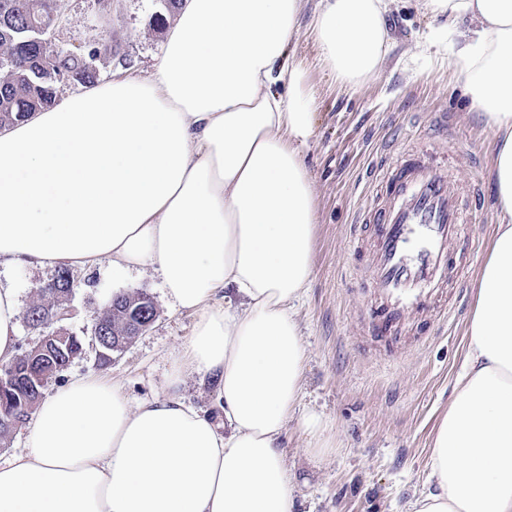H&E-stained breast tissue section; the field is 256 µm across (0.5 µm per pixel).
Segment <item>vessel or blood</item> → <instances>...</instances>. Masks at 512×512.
I'll use <instances>...</instances> for the list:
<instances>
[{"label": "vessel or blood", "instance_id": "vessel-or-blood-1", "mask_svg": "<svg viewBox=\"0 0 512 512\" xmlns=\"http://www.w3.org/2000/svg\"><path fill=\"white\" fill-rule=\"evenodd\" d=\"M438 152L400 153L374 172L378 193L353 213L350 242L368 278L373 338L386 348L407 339L425 344L454 319L452 286L479 239L469 213L483 195L481 181L459 191Z\"/></svg>", "mask_w": 512, "mask_h": 512}]
</instances>
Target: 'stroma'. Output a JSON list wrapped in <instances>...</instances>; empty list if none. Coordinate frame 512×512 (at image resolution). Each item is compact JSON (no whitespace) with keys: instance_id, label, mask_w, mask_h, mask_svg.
Returning <instances> with one entry per match:
<instances>
[{"instance_id":"35a3bbf8","label":"stroma","mask_w":512,"mask_h":512,"mask_svg":"<svg viewBox=\"0 0 512 512\" xmlns=\"http://www.w3.org/2000/svg\"><path fill=\"white\" fill-rule=\"evenodd\" d=\"M63 23L53 43L81 48L111 33L115 55L97 63L99 82L119 71H151L165 42L154 29V0H118L105 17L88 0H56ZM391 46L378 74L351 91L317 61L307 32L289 53L303 61L305 81L317 100L314 134L302 154L313 184L319 222L309 288L294 308L305 349L302 389L283 435L294 512H409L430 473L435 428L448 409L461 370L466 327L474 305L482 258L466 275V292L455 321L430 345L407 346L389 360L369 334L367 299L351 276L358 261L349 246V225L362 189L383 145L396 151L428 145L436 114L448 115L443 156L470 143L483 172L493 163L495 132L468 111L462 78L451 64L459 26L444 27L419 10L414 0H398L387 17ZM57 273L53 267L18 266L0 261V286L16 289L28 308L37 287ZM76 284L67 320L84 343L82 354L45 387L52 394L71 378L98 374L121 384L129 404L163 395L174 362L192 335L195 318L173 308L153 268L112 269L102 259L75 270ZM143 290L152 297L157 318L148 331L98 364L92 327L113 295ZM216 381L184 375V401L223 422L215 406ZM315 420L316 429L306 426Z\"/></svg>"}]
</instances>
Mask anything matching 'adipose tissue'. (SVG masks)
<instances>
[{"label":"adipose tissue","instance_id":"adipose-tissue-1","mask_svg":"<svg viewBox=\"0 0 512 512\" xmlns=\"http://www.w3.org/2000/svg\"><path fill=\"white\" fill-rule=\"evenodd\" d=\"M305 0H183L145 75L120 73L0 129V260L160 271L196 317L179 355L212 375L223 425L166 396L129 406L97 375L41 401L26 450L0 462V512H292L281 440L304 347L313 185L301 148L315 97L287 50ZM393 0H319L320 64L357 89L388 52ZM466 20L453 57L496 135L499 222L476 280L468 346L410 512H512V0H419ZM241 300L230 309L229 296ZM17 293L0 288V362Z\"/></svg>","mask_w":512,"mask_h":512}]
</instances>
